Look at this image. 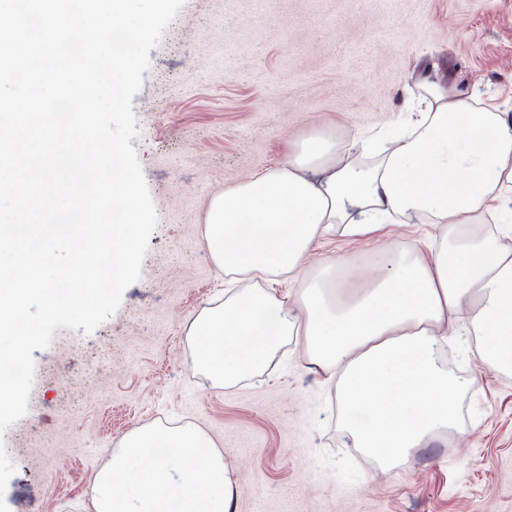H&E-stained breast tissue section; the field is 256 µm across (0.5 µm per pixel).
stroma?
<instances>
[{
  "label": "stroma",
  "mask_w": 512,
  "mask_h": 512,
  "mask_svg": "<svg viewBox=\"0 0 512 512\" xmlns=\"http://www.w3.org/2000/svg\"><path fill=\"white\" fill-rule=\"evenodd\" d=\"M428 73L512 113V0H184L132 100L131 144L157 224L141 276L94 332L34 351L26 414L0 433V512H87L93 475L134 428L194 424L239 486L236 512H512V376L481 367L466 330L443 348L476 422L393 469L352 447L337 387L293 345L236 385L200 371L185 326L224 300L203 243L214 195L323 130L337 158L394 139L405 90ZM432 224L330 235L316 260L384 240L424 248Z\"/></svg>",
  "instance_id": "stroma-1"
}]
</instances>
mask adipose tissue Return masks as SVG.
Wrapping results in <instances>:
<instances>
[{"instance_id":"obj_1","label":"adipose tissue","mask_w":512,"mask_h":512,"mask_svg":"<svg viewBox=\"0 0 512 512\" xmlns=\"http://www.w3.org/2000/svg\"><path fill=\"white\" fill-rule=\"evenodd\" d=\"M405 103L407 130L369 166L333 162L335 142L316 133L211 199L203 236L212 261L229 281L256 285L187 329L199 367L224 387L285 344L300 346L337 379L355 447L387 467L447 433L472 434L453 400L462 384L437 357L459 325L483 367L512 373V246L473 230L512 185V117L475 109L465 87L435 75L418 78ZM394 219L436 224L439 243L386 245L377 278L353 297V258L323 265L297 305L271 289L332 231L360 237ZM211 445L194 425L134 429L94 476L93 512H232L237 483Z\"/></svg>"}]
</instances>
